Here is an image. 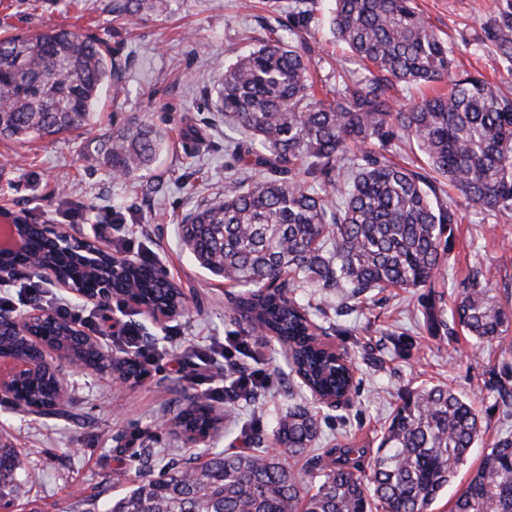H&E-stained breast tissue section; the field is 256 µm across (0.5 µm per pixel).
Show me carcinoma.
Instances as JSON below:
<instances>
[{"label":"carcinoma","instance_id":"cac0c4a2","mask_svg":"<svg viewBox=\"0 0 512 512\" xmlns=\"http://www.w3.org/2000/svg\"><path fill=\"white\" fill-rule=\"evenodd\" d=\"M150 0H110L120 19L141 15ZM312 5L291 9L288 26L270 29L257 48L224 66L211 88L218 111L238 134V165L261 173L224 184L221 199L181 225L185 248L216 278L242 289L232 313L251 330L273 336L290 351L288 367L314 402L352 393L349 369L313 343L320 328L288 289L297 284L346 288L354 296L376 288H429L425 315L433 326L442 295L435 278L452 251L456 200L512 222V94L454 70L453 48L425 22L415 0H333L323 24L363 69L336 72L334 89L315 90ZM476 46H490L512 77V0L480 25ZM120 65L89 32L48 27L0 39V138H54L92 125L104 85L119 81ZM448 81V90L405 108L394 93ZM414 144L423 163L390 159L397 142ZM162 136L134 119L112 137L106 163L128 177L154 160ZM458 192L443 200L442 186ZM24 253L6 259L13 270L40 254L80 290L106 282L119 299L135 295L156 307L174 303V288L152 266L109 255L92 272L80 269L84 250L66 255L31 225ZM474 271L461 283L453 322L478 342L501 340L512 329V308L490 294ZM73 320L49 315L29 331L65 342ZM76 358L96 368L131 370L97 344L74 341ZM56 377L38 363L27 404H51ZM214 406L196 400L174 425L186 434L215 428ZM475 409L440 385L401 398L365 473L351 462V444L329 450L316 491L300 483L277 455L214 454L201 465L163 461L152 448L138 464L157 475L86 512H428L467 459L478 435ZM317 437L310 414L293 409L278 423L276 442L292 453ZM31 482L13 448H0V501L26 493ZM451 512H512V435L498 439L453 503Z\"/></svg>","mask_w":512,"mask_h":512}]
</instances>
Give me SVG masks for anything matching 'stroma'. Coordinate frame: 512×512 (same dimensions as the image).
Instances as JSON below:
<instances>
[{
    "label": "stroma",
    "mask_w": 512,
    "mask_h": 512,
    "mask_svg": "<svg viewBox=\"0 0 512 512\" xmlns=\"http://www.w3.org/2000/svg\"><path fill=\"white\" fill-rule=\"evenodd\" d=\"M293 3L163 0L156 12L125 22L112 17L108 0H0V35L75 26L104 40L122 68L119 86L103 87L101 110L87 130L53 140L0 139V208L79 237L92 235L95 225H110L111 243L130 239L151 248L158 266L190 298L184 312L161 325L137 308L110 306L108 322L93 331L108 349L124 324L139 325L145 345L159 353L143 382L120 388L112 372L59 360L55 366L68 384L67 416L27 415L0 404V445L20 451L33 475L25 496L0 512H85L84 497L114 496L144 479L135 456L145 448L197 462L224 450L276 452L311 492L319 483L312 457L329 465L330 449L346 442L374 455L401 396L435 384L469 398L481 420L479 441L428 510L450 512L484 454L512 433V402L497 392L500 382L512 381V335L501 345H478L461 330L432 332L418 288H384L358 299L333 288L295 289L323 327V341L345 353L358 383L348 404L312 406L319 425L313 451L291 453L274 440L276 421L288 408L312 404L272 338L253 339L267 387L254 399L228 397L217 404L226 416L219 433L192 445L172 427L176 412L203 395L183 350L205 349L243 331L229 311L237 288L201 268L178 236L183 218L221 195L234 171L226 150L233 131L216 112L209 89L220 65L257 47L270 28L287 24ZM417 6L454 42L458 69L500 77L495 52L469 44L493 0H417ZM134 118L165 133L166 143L150 170L116 178L103 163L104 145ZM189 127L194 137L186 136ZM455 234L453 255L438 276L445 311H453L458 284L475 268L496 299L512 297V223L464 208Z\"/></svg>",
    "instance_id": "stroma-1"
}]
</instances>
